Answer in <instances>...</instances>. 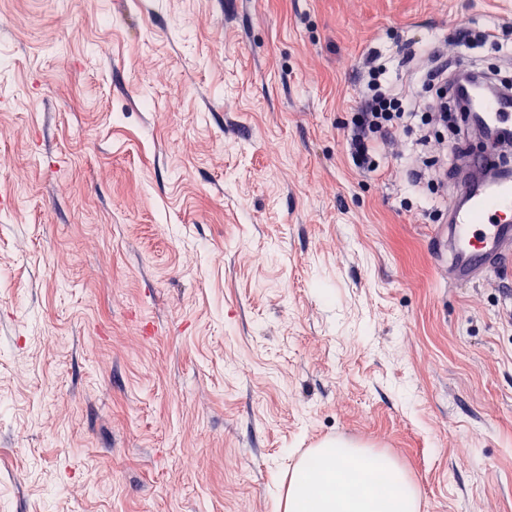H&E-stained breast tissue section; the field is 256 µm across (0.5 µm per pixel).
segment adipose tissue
<instances>
[{
	"label": "adipose tissue",
	"mask_w": 512,
	"mask_h": 512,
	"mask_svg": "<svg viewBox=\"0 0 512 512\" xmlns=\"http://www.w3.org/2000/svg\"><path fill=\"white\" fill-rule=\"evenodd\" d=\"M369 477L360 497L336 492L335 485L350 469ZM278 512H420L418 489L396 460L371 454L344 441H325L299 460Z\"/></svg>",
	"instance_id": "ef3b65f1"
}]
</instances>
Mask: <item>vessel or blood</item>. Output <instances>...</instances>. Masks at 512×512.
<instances>
[{
    "mask_svg": "<svg viewBox=\"0 0 512 512\" xmlns=\"http://www.w3.org/2000/svg\"><path fill=\"white\" fill-rule=\"evenodd\" d=\"M480 117L491 127L479 158H466L473 176L448 207L447 223L434 239L445 249L449 284L466 286L486 279L512 257V176L483 178L482 172L501 161L500 137L512 133V102L487 93L472 98Z\"/></svg>",
    "mask_w": 512,
    "mask_h": 512,
    "instance_id": "vessel-or-blood-1",
    "label": "vessel or blood"
}]
</instances>
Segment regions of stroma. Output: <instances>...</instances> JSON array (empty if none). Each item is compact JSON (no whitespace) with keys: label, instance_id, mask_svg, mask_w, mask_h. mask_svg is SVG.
Returning a JSON list of instances; mask_svg holds the SVG:
<instances>
[{"label":"stroma","instance_id":"stroma-1","mask_svg":"<svg viewBox=\"0 0 512 512\" xmlns=\"http://www.w3.org/2000/svg\"><path fill=\"white\" fill-rule=\"evenodd\" d=\"M434 45L512 78V0H0V512H276L336 439L512 512V263L449 286L415 129L347 151ZM365 71L358 92L356 112L347 131V143L355 167L374 172L385 147L398 141L406 114L404 99L388 83L389 61L374 50L364 56Z\"/></svg>","mask_w":512,"mask_h":512}]
</instances>
